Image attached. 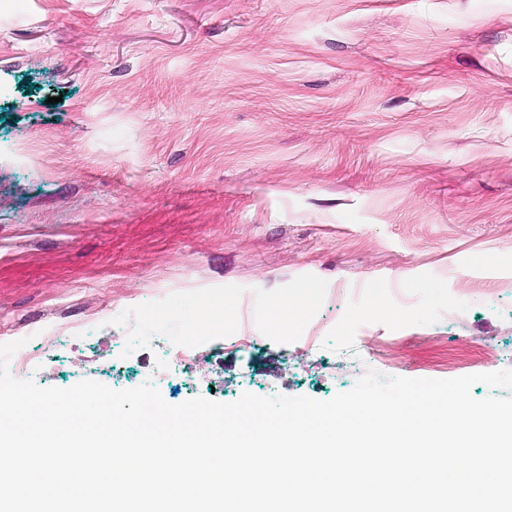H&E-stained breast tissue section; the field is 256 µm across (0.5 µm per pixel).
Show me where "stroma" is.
I'll return each mask as SVG.
<instances>
[{
	"mask_svg": "<svg viewBox=\"0 0 512 512\" xmlns=\"http://www.w3.org/2000/svg\"><path fill=\"white\" fill-rule=\"evenodd\" d=\"M17 340L38 386L172 404L512 369V0H0ZM302 302L296 298H284L274 304L267 317V328L273 333L285 331Z\"/></svg>",
	"mask_w": 512,
	"mask_h": 512,
	"instance_id": "obj_1",
	"label": "stroma"
}]
</instances>
